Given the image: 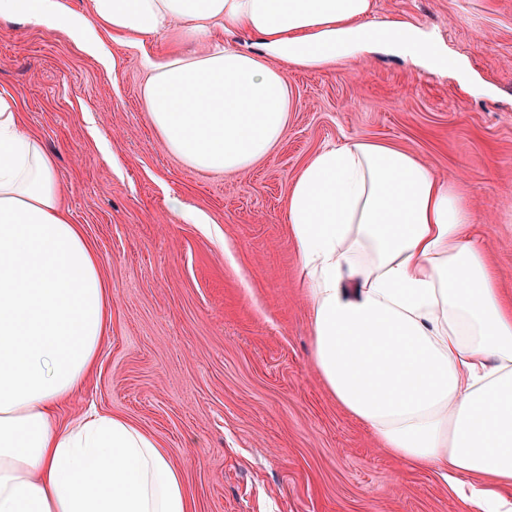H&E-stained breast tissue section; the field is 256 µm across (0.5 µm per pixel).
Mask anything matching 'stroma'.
I'll use <instances>...</instances> for the list:
<instances>
[{
	"label": "stroma",
	"mask_w": 512,
	"mask_h": 512,
	"mask_svg": "<svg viewBox=\"0 0 512 512\" xmlns=\"http://www.w3.org/2000/svg\"><path fill=\"white\" fill-rule=\"evenodd\" d=\"M377 4L461 70L386 53L288 69L280 141L235 173L188 168L164 148L138 50L111 43V71L64 33L0 19V88L55 155L112 288L97 367L58 417L138 425L182 466L194 512H475L443 476L381 449L324 385L286 210L323 145L393 144L456 181L512 301V0ZM174 195L200 223L168 208Z\"/></svg>",
	"instance_id": "1"
}]
</instances>
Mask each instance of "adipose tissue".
Segmentation results:
<instances>
[{"label":"adipose tissue","mask_w":512,"mask_h":512,"mask_svg":"<svg viewBox=\"0 0 512 512\" xmlns=\"http://www.w3.org/2000/svg\"><path fill=\"white\" fill-rule=\"evenodd\" d=\"M375 0H0L109 69L143 52L142 97L166 150L240 172L288 123L287 68L326 70L384 47L433 63L420 31ZM260 38V51L226 29ZM167 34L176 48L145 51ZM312 303V357L337 402L402 462L441 473L476 512H512V303L453 179L394 145L321 148L288 194ZM112 320L101 259L64 204L53 155L0 89V512H190L182 469L112 414L60 423ZM488 476L494 486H467Z\"/></svg>","instance_id":"ef3b65f1"}]
</instances>
